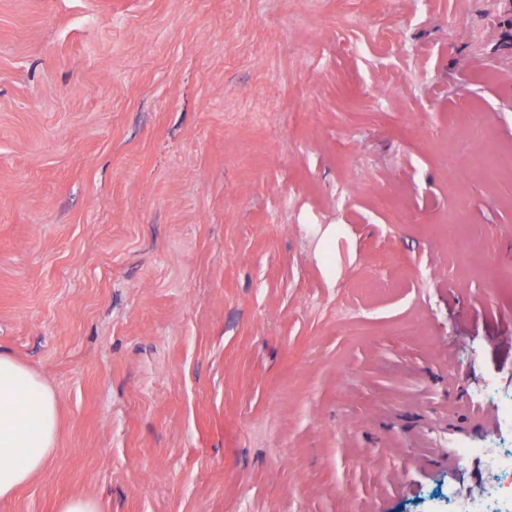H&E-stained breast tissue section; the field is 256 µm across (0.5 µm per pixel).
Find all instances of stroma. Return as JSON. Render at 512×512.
Instances as JSON below:
<instances>
[{
    "label": "stroma",
    "instance_id": "1",
    "mask_svg": "<svg viewBox=\"0 0 512 512\" xmlns=\"http://www.w3.org/2000/svg\"><path fill=\"white\" fill-rule=\"evenodd\" d=\"M512 0H0V512H457L512 449ZM56 392L12 355L0 352V500L47 469L58 448Z\"/></svg>",
    "mask_w": 512,
    "mask_h": 512
}]
</instances>
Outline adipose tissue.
Instances as JSON below:
<instances>
[{"label": "adipose tissue", "instance_id": "ef3b65f1", "mask_svg": "<svg viewBox=\"0 0 512 512\" xmlns=\"http://www.w3.org/2000/svg\"><path fill=\"white\" fill-rule=\"evenodd\" d=\"M60 426L54 389L0 352V500L12 498L45 472L57 452Z\"/></svg>", "mask_w": 512, "mask_h": 512}]
</instances>
